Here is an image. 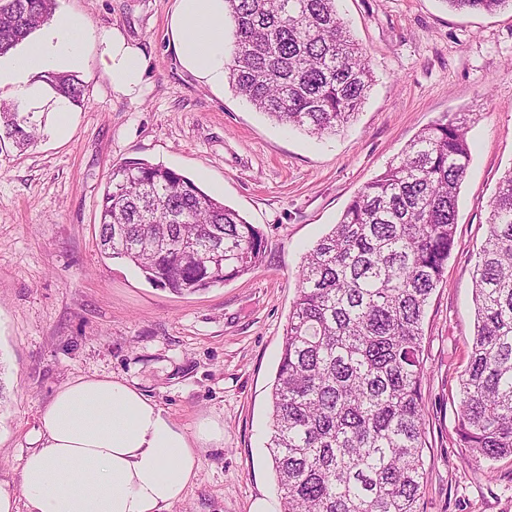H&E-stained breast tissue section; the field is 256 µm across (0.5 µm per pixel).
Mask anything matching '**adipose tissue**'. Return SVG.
<instances>
[{"label":"adipose tissue","mask_w":512,"mask_h":512,"mask_svg":"<svg viewBox=\"0 0 512 512\" xmlns=\"http://www.w3.org/2000/svg\"><path fill=\"white\" fill-rule=\"evenodd\" d=\"M174 49L194 73L224 82V0H176ZM97 58L111 89L130 95L146 62L118 28L95 29L78 12H58L14 50L0 56V88L23 111L49 117L64 139L72 105L54 76L85 72ZM41 445L22 464L20 496L0 489V512H168L199 474L206 449L224 443L215 418L194 430L178 426L159 403L115 376H77L40 411Z\"/></svg>","instance_id":"adipose-tissue-1"}]
</instances>
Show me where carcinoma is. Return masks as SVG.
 Returning <instances> with one entry per match:
<instances>
[{
	"label": "carcinoma",
	"instance_id": "cac0c4a2",
	"mask_svg": "<svg viewBox=\"0 0 512 512\" xmlns=\"http://www.w3.org/2000/svg\"><path fill=\"white\" fill-rule=\"evenodd\" d=\"M497 12L512 0H443ZM234 26L225 76L277 122L316 136L353 120L371 60L336 0H224ZM54 0H0V54L46 23ZM74 103L83 90L57 77ZM465 113L422 129L353 197L304 256L272 392L267 448L284 512H419L425 478L422 324L455 244L471 151ZM34 116L0 111V141L30 145ZM473 271L476 323L460 377L458 445L512 457V169L489 204ZM99 246L177 294L232 281L263 257L262 234L191 179L160 164L112 166Z\"/></svg>",
	"mask_w": 512,
	"mask_h": 512
}]
</instances>
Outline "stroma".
<instances>
[{"instance_id":"obj_1","label":"stroma","mask_w":512,"mask_h":512,"mask_svg":"<svg viewBox=\"0 0 512 512\" xmlns=\"http://www.w3.org/2000/svg\"><path fill=\"white\" fill-rule=\"evenodd\" d=\"M369 54L372 89L353 121L316 138L276 124L178 61L175 0H56L95 27L120 28L146 60L132 96L99 67L81 74L71 134L0 142V488L19 493L39 412L80 375L135 384L180 426L212 417L224 445L170 512H250L279 491L266 448L272 385L305 253L422 128L472 112L471 160L455 245L423 322L426 477L419 512H512V458L457 443L459 380L474 333L472 272L489 201L512 168V11L444 0H337ZM162 164L263 234V262L194 295L149 283L98 247V204L113 164Z\"/></svg>"}]
</instances>
